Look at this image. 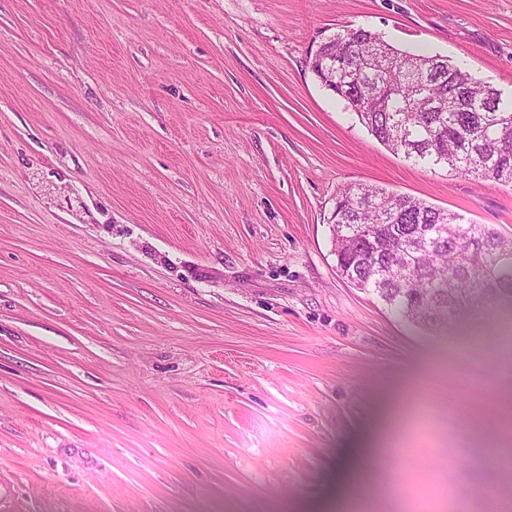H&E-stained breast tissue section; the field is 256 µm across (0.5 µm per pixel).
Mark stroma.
Returning <instances> with one entry per match:
<instances>
[{"label": "stroma", "mask_w": 512, "mask_h": 512, "mask_svg": "<svg viewBox=\"0 0 512 512\" xmlns=\"http://www.w3.org/2000/svg\"><path fill=\"white\" fill-rule=\"evenodd\" d=\"M512 94V0H0V512H460L502 468L500 303L414 324L336 269L364 183L512 235V186L388 150L337 30ZM490 426L458 443L434 382ZM398 461L359 462L388 418Z\"/></svg>", "instance_id": "1"}]
</instances>
